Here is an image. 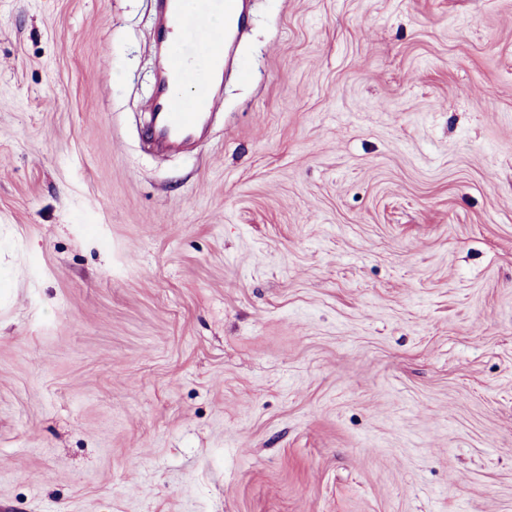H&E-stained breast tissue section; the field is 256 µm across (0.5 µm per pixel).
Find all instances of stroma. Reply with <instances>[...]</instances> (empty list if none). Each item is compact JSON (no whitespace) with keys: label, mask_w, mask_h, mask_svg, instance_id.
Masks as SVG:
<instances>
[{"label":"stroma","mask_w":512,"mask_h":512,"mask_svg":"<svg viewBox=\"0 0 512 512\" xmlns=\"http://www.w3.org/2000/svg\"><path fill=\"white\" fill-rule=\"evenodd\" d=\"M157 0H0V512H512V0H249L160 155Z\"/></svg>","instance_id":"obj_1"}]
</instances>
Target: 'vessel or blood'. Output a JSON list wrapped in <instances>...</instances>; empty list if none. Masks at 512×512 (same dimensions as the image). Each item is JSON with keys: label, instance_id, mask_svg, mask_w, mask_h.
<instances>
[{"label": "vessel or blood", "instance_id": "1", "mask_svg": "<svg viewBox=\"0 0 512 512\" xmlns=\"http://www.w3.org/2000/svg\"><path fill=\"white\" fill-rule=\"evenodd\" d=\"M163 34L171 44L164 81L148 105L154 139L161 144L191 140L218 104L208 84L197 81L198 69L216 72L230 61L239 35L245 0H167Z\"/></svg>", "mask_w": 512, "mask_h": 512}]
</instances>
